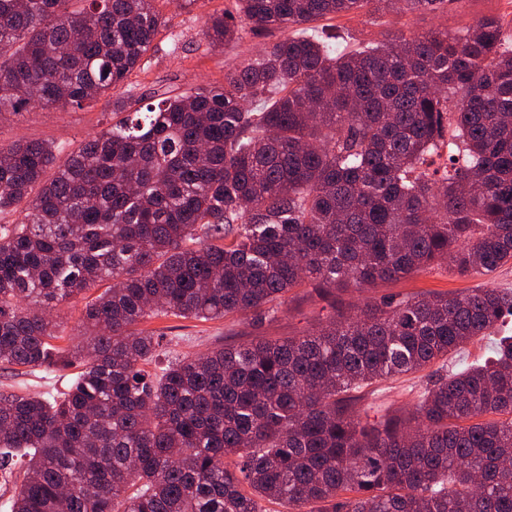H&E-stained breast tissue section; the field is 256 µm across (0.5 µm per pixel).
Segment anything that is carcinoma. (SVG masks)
I'll return each mask as SVG.
<instances>
[{
	"label": "carcinoma",
	"mask_w": 512,
	"mask_h": 512,
	"mask_svg": "<svg viewBox=\"0 0 512 512\" xmlns=\"http://www.w3.org/2000/svg\"><path fill=\"white\" fill-rule=\"evenodd\" d=\"M158 0H0V117L81 107L139 67ZM393 0H237L293 34L165 97L60 160L0 145V362L77 369L49 401L0 392L11 512H512V335L483 364L448 354L494 336L512 290L366 302L304 336L171 358L146 318L261 320L321 290L512 265V21L339 48L308 25ZM202 35L238 26L212 14ZM446 157L443 169H430ZM85 305L53 344V306ZM439 366L409 409L369 421L378 380ZM88 299L82 296L68 302L62 303L54 310V318L57 322V334L60 339L53 341L54 344L69 348L82 340L81 319L83 315L84 304Z\"/></svg>",
	"instance_id": "carcinoma-1"
}]
</instances>
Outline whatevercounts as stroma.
<instances>
[{"instance_id":"obj_1","label":"stroma","mask_w":512,"mask_h":512,"mask_svg":"<svg viewBox=\"0 0 512 512\" xmlns=\"http://www.w3.org/2000/svg\"><path fill=\"white\" fill-rule=\"evenodd\" d=\"M233 0H167L163 7L165 25L126 83L112 93L110 100L92 106L55 109L30 107L19 116L0 121V144L18 140H39L52 144L59 156L77 150L90 135L107 128L116 119L145 111L147 104L161 97L185 93L199 86L220 87L231 67L244 63L262 47L281 38L280 30L243 27L235 42L215 47L203 38L201 28L207 15L223 12ZM498 15L512 19V0H444L435 11L392 10L379 22H371L368 12L328 20L329 28L360 44L382 43L431 30L462 31L482 17ZM512 289V266L489 275L460 277L447 266L427 269L399 281H379L371 285H348L321 296L307 284L289 292L276 318L252 320L239 315L209 321L174 316L156 317L142 327L160 335L166 356L197 354L217 345L252 339L282 340L311 333L336 309L360 305L370 300L401 297L417 292L459 293L475 286ZM72 371L52 372L40 368H9L0 365V392H18L50 399L72 383ZM420 374L375 383V397L368 410L377 418L383 406L410 407L416 400Z\"/></svg>"}]
</instances>
